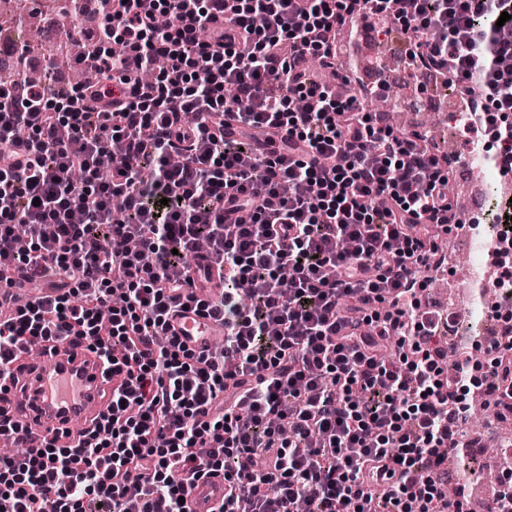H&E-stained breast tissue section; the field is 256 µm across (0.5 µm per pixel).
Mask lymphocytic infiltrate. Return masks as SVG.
Listing matches in <instances>:
<instances>
[{
	"instance_id": "f902f5d3",
	"label": "lymphocytic infiltrate",
	"mask_w": 512,
	"mask_h": 512,
	"mask_svg": "<svg viewBox=\"0 0 512 512\" xmlns=\"http://www.w3.org/2000/svg\"><path fill=\"white\" fill-rule=\"evenodd\" d=\"M69 6L96 13L94 80L0 85V284L47 285L0 321V376L18 342L76 338L112 405L82 443L0 457V512H189L212 473L223 512H468L439 473L471 393L512 418V326L474 331L485 360L449 358L423 276L452 230L448 158L307 63L334 68L356 18L390 20L409 64L479 87L464 144L505 172L512 0ZM116 140L126 160L101 173ZM214 274L220 295L186 291ZM187 307L223 320L222 347L168 334Z\"/></svg>"
}]
</instances>
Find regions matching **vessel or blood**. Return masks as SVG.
I'll return each instance as SVG.
<instances>
[{"label": "vessel or blood", "mask_w": 512, "mask_h": 512, "mask_svg": "<svg viewBox=\"0 0 512 512\" xmlns=\"http://www.w3.org/2000/svg\"><path fill=\"white\" fill-rule=\"evenodd\" d=\"M170 327L198 351L224 333L223 325L192 310L171 320ZM15 352L10 376L0 381V415L19 423L25 445L36 448L45 440L64 437L110 407L112 380L86 345L46 344L35 359L24 345H17ZM188 499L192 512H218L224 502L223 477L199 478L189 487Z\"/></svg>", "instance_id": "obj_1"}]
</instances>
